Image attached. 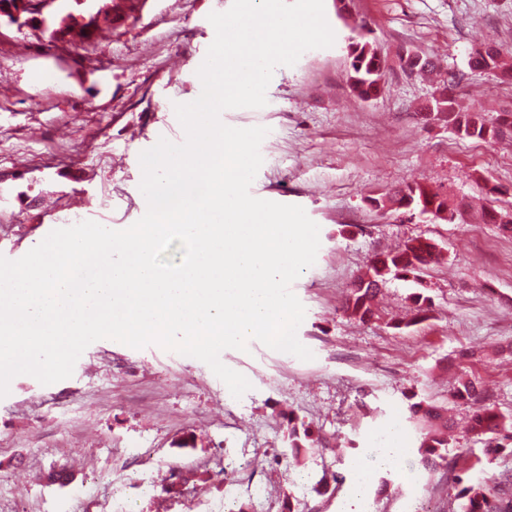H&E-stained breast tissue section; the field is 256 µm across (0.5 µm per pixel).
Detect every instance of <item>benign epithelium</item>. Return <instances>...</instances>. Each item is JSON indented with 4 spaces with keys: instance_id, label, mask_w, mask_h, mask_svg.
Returning <instances> with one entry per match:
<instances>
[{
    "instance_id": "7a95c632",
    "label": "benign epithelium",
    "mask_w": 512,
    "mask_h": 512,
    "mask_svg": "<svg viewBox=\"0 0 512 512\" xmlns=\"http://www.w3.org/2000/svg\"><path fill=\"white\" fill-rule=\"evenodd\" d=\"M84 13L64 12L62 0H8L0 5V19L19 29L50 32L53 39L62 37V29L73 20L101 27L112 25L113 14L108 0H77Z\"/></svg>"
}]
</instances>
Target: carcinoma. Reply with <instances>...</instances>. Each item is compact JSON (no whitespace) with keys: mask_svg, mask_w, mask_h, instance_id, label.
Segmentation results:
<instances>
[{"mask_svg":"<svg viewBox=\"0 0 512 512\" xmlns=\"http://www.w3.org/2000/svg\"><path fill=\"white\" fill-rule=\"evenodd\" d=\"M370 31L362 26L351 37L349 82L353 93L361 99H369L377 94L386 77V61L380 55L369 37ZM503 50L488 46L476 50L470 56L469 65L474 71H500L501 79L512 80V73L501 70ZM408 71L422 75L435 68L433 55L406 51ZM453 78L444 81L439 95L425 106L430 112L440 114L458 134L493 144L503 138L512 137V112H499L494 120L485 118L482 109L472 108L461 112L456 107V99L451 87ZM389 203L395 209L418 211L431 214L448 207V196L438 190L421 185L407 184L389 190ZM441 253L439 245L431 239L409 238L397 247L376 254L351 284L344 303V311L353 319L367 323L374 317L373 303L388 277L418 278L421 271L432 263ZM483 388L478 379L467 377L459 383L456 395L462 399L478 400ZM409 420L421 435L418 452L421 464L426 469L436 467L447 459L448 430L451 428L447 410L435 405L419 402L410 405ZM505 427L503 417L489 407L478 410L470 420L468 433L481 438ZM288 454L298 457L301 450L313 448L317 441L312 438L309 429H299L288 422ZM455 498L461 501V512H512V499L501 498L488 480L475 482L469 476L457 475L453 479Z\"/></svg>","mask_w":512,"mask_h":512,"instance_id":"1","label":"carcinoma"}]
</instances>
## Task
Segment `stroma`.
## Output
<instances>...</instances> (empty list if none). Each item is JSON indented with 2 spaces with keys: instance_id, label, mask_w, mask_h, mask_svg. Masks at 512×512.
<instances>
[{
  "instance_id": "1",
  "label": "stroma",
  "mask_w": 512,
  "mask_h": 512,
  "mask_svg": "<svg viewBox=\"0 0 512 512\" xmlns=\"http://www.w3.org/2000/svg\"><path fill=\"white\" fill-rule=\"evenodd\" d=\"M232 0H141L94 38L91 63L77 37L54 41L0 27V255L16 260L53 229L93 220L130 225L146 211L139 155L171 126L174 106L197 97V70L215 38L209 13ZM335 33L328 48L277 67L259 109L222 112L224 124L263 126L254 197L304 208L320 227L313 266L294 283L305 318L297 330L313 360L251 341L221 361L251 388L241 398L208 365L156 344H90L71 377L12 379L0 398V512H343L352 462L373 459V437L396 427L404 450L383 471L386 494L369 487L364 512H460L446 467L425 471L411 400L447 408L456 423L447 456L457 472L512 473V446L495 458L464 434L474 410L454 396L477 377L484 404L512 421V236L484 223L481 208L512 215V141L489 145L426 122L439 90L401 66L403 50L438 56L454 71L462 105L512 110V83L472 72L473 48L512 51V0H353L347 18L324 0ZM366 21L386 60L382 94L363 101L349 87L345 40ZM52 73L58 93L41 80ZM405 183L447 192L452 222L369 206ZM434 239L440 263L419 280H390L364 325L342 302L374 252L410 237ZM432 299L430 317L393 327L411 294ZM326 447L300 463L285 458L286 416ZM66 469L67 486L47 483ZM181 495L162 491L171 473Z\"/></svg>"
}]
</instances>
